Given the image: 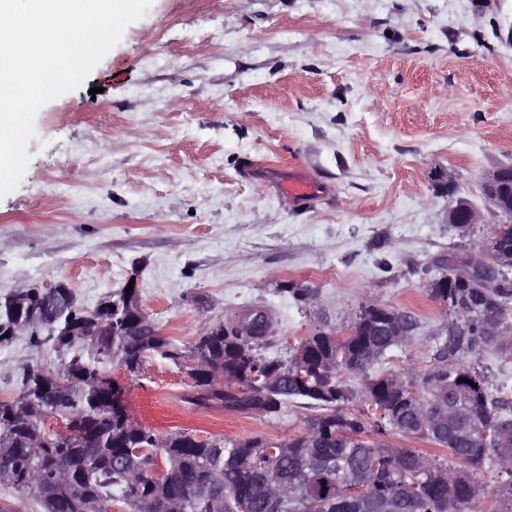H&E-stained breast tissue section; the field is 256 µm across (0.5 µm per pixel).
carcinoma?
<instances>
[{"label":"carcinoma","mask_w":512,"mask_h":512,"mask_svg":"<svg viewBox=\"0 0 512 512\" xmlns=\"http://www.w3.org/2000/svg\"><path fill=\"white\" fill-rule=\"evenodd\" d=\"M486 248L506 287L453 280L431 289L448 318L442 334L431 336V364L422 372L382 368L420 324L402 310L377 314L371 304L356 315L353 336L318 328L299 345L277 349L267 332L230 336L218 321L186 353L164 336L144 335V324L126 325L135 299L121 289L91 312L63 295L32 301L17 328L35 348L53 319L83 332L105 319L122 335L92 336L85 344L79 336H52L57 367H23L18 392L0 399V445L7 447L0 453V486L33 498L43 512H103L102 505L113 501L129 512H144L149 501L158 512H237L242 503L249 512H337L336 498L364 481L368 496L350 512H383L390 497L400 498L399 512H485L480 475L489 465L512 503V482L503 478V465L512 467V399L502 389L497 397L490 394L477 368L492 349L512 361V222L499 226ZM405 316L410 330L394 335L389 325ZM151 354L179 365L206 360L207 377L185 397L195 407L270 419L295 403L314 415L301 435L282 442L278 458L264 453L263 435L203 440L188 430L160 434L98 395L107 382L104 364L123 361L134 375ZM57 374L68 378L66 389L56 388ZM348 376L356 377L359 389L348 385ZM465 376L471 383L459 381ZM397 381L417 388V395H402ZM357 397L366 409L353 412L348 404ZM49 415L70 421V438L31 447L46 432ZM487 425L501 430L499 446L483 442ZM389 435L426 440L447 454L426 455L386 440ZM158 453L170 472L168 484L149 481Z\"/></svg>","instance_id":"1"}]
</instances>
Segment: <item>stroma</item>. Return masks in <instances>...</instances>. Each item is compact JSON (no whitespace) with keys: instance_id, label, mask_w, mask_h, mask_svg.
Wrapping results in <instances>:
<instances>
[{"instance_id":"35a3bbf8","label":"stroma","mask_w":512,"mask_h":512,"mask_svg":"<svg viewBox=\"0 0 512 512\" xmlns=\"http://www.w3.org/2000/svg\"><path fill=\"white\" fill-rule=\"evenodd\" d=\"M511 29L512 0H153L38 111L0 199V296L64 281L90 310L134 274L186 350L248 309L293 346L373 303L421 324L388 369L423 371L448 316L424 284L492 230H452L432 175L480 207L485 177L512 164ZM56 362L48 341L0 346V397ZM127 386L132 418L162 433L284 440L309 416L194 407L183 366L157 357Z\"/></svg>"}]
</instances>
